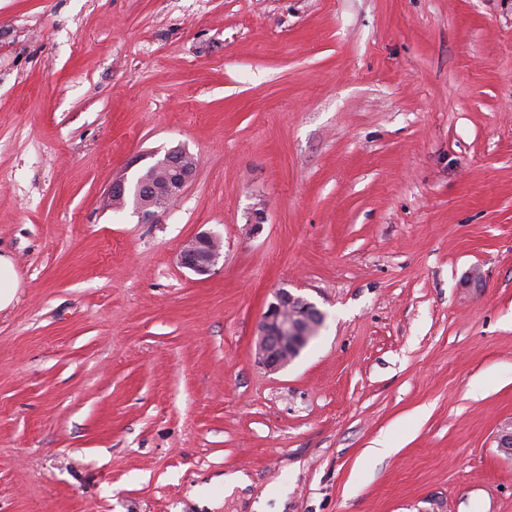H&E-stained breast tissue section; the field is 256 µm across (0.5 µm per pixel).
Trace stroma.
<instances>
[{"label": "stroma", "mask_w": 512, "mask_h": 512, "mask_svg": "<svg viewBox=\"0 0 512 512\" xmlns=\"http://www.w3.org/2000/svg\"><path fill=\"white\" fill-rule=\"evenodd\" d=\"M0 252V512H512V0H0ZM189 155L184 149H171L147 167H151L148 175L142 176V171L136 176V182L129 183L126 178L114 181L108 190L109 205L115 209L124 208L134 190L137 199L134 213L141 223H152L157 211L179 198L192 179L196 162L187 166ZM223 253L220 241L209 232L197 233L181 248L179 264L198 274H207L219 263ZM18 288V274L12 260L0 254V310L9 307ZM315 310L304 298L279 290L262 315L255 348L257 362L277 372L298 358L319 327Z\"/></svg>", "instance_id": "1"}]
</instances>
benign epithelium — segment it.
Returning <instances> with one entry per match:
<instances>
[{
  "mask_svg": "<svg viewBox=\"0 0 512 512\" xmlns=\"http://www.w3.org/2000/svg\"><path fill=\"white\" fill-rule=\"evenodd\" d=\"M189 153L181 148L166 152L150 164L148 175L136 176L130 183L119 179L108 190L109 205L115 209L126 206L127 199L136 196L134 213L143 224L153 222L158 210L180 197L192 179L196 165H186ZM222 256L220 241L209 232H201L181 248L179 264L198 274H207ZM320 319L315 307L302 297L281 289L275 301L268 304L259 325L255 358L271 372H277L298 358L314 336Z\"/></svg>",
  "mask_w": 512,
  "mask_h": 512,
  "instance_id": "obj_1",
  "label": "benign epithelium"
}]
</instances>
